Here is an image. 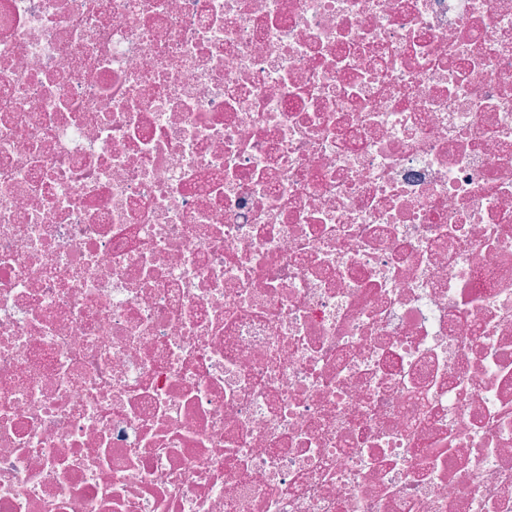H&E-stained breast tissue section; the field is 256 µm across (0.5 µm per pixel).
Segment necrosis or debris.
<instances>
[{"label": "necrosis or debris", "mask_w": 512, "mask_h": 512, "mask_svg": "<svg viewBox=\"0 0 512 512\" xmlns=\"http://www.w3.org/2000/svg\"><path fill=\"white\" fill-rule=\"evenodd\" d=\"M0 512H512V0H0Z\"/></svg>", "instance_id": "necrosis-or-debris-1"}]
</instances>
